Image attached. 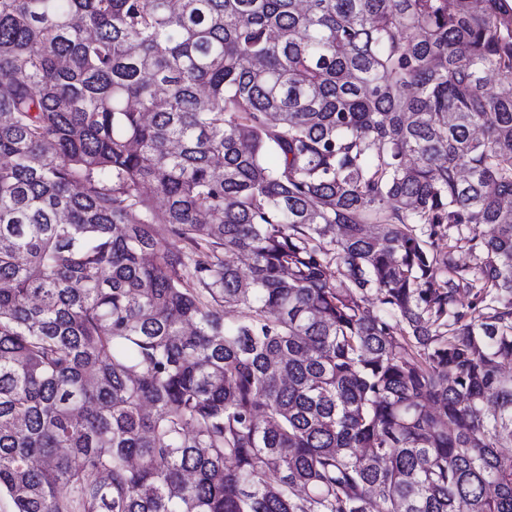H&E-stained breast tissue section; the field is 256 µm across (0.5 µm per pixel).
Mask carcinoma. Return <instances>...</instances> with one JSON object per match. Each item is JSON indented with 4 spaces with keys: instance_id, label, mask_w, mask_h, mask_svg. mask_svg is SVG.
Returning <instances> with one entry per match:
<instances>
[{
    "instance_id": "obj_1",
    "label": "carcinoma",
    "mask_w": 512,
    "mask_h": 512,
    "mask_svg": "<svg viewBox=\"0 0 512 512\" xmlns=\"http://www.w3.org/2000/svg\"><path fill=\"white\" fill-rule=\"evenodd\" d=\"M507 363L506 0H0L12 512H512Z\"/></svg>"
}]
</instances>
